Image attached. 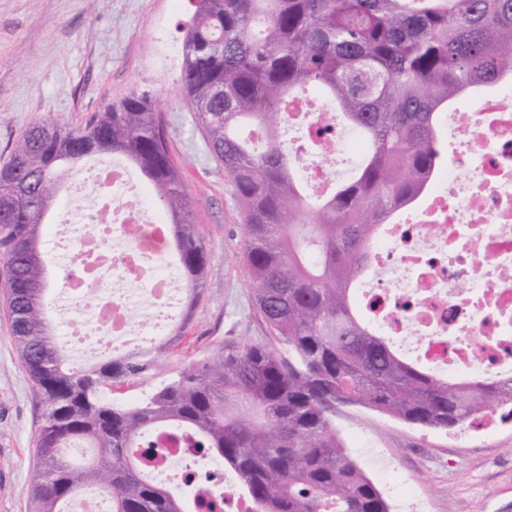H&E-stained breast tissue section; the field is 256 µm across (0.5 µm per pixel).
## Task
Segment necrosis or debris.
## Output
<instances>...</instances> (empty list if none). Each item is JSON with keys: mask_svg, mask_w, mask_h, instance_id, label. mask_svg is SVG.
Returning <instances> with one entry per match:
<instances>
[{"mask_svg": "<svg viewBox=\"0 0 512 512\" xmlns=\"http://www.w3.org/2000/svg\"><path fill=\"white\" fill-rule=\"evenodd\" d=\"M449 120L460 150L447 154L407 219L376 234V277L361 295L375 327L430 371L458 383L495 381L512 376V81L474 94ZM288 121L305 123L296 150L316 192L328 193L336 154L356 144L355 132L337 127L334 113L307 97L291 102ZM84 182L97 195L95 216L76 224L65 207L56 229L60 247L76 240L96 252L63 283L62 311L79 303L89 315L60 344L72 350L83 334L102 349L147 347L178 319L183 303L180 282L165 272L163 220L120 163L91 171ZM114 188L127 193L118 208L111 205ZM118 280L127 290L114 289ZM144 464L152 481L216 491L224 512H252L236 477L200 449L161 443L148 449Z\"/></svg>", "mask_w": 512, "mask_h": 512, "instance_id": "obj_1", "label": "necrosis or debris"}]
</instances>
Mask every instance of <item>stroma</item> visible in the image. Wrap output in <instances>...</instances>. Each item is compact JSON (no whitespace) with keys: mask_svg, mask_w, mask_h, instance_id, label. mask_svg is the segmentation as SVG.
Here are the masks:
<instances>
[{"mask_svg":"<svg viewBox=\"0 0 512 512\" xmlns=\"http://www.w3.org/2000/svg\"><path fill=\"white\" fill-rule=\"evenodd\" d=\"M193 0H0V165L34 125L85 124L130 93L149 95L168 126L171 153L203 237L207 272L182 335L151 354V371L117 389L114 403L145 398L224 348L265 337L251 310L243 226L233 185L197 128L181 86L184 28ZM0 285V512H30L43 407L22 366ZM348 456L371 473L383 448L426 498L429 512H512V426L458 444L354 406L338 408Z\"/></svg>","mask_w":512,"mask_h":512,"instance_id":"obj_1","label":"stroma"}]
</instances>
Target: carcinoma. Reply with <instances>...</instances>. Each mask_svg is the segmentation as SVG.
Returning a JSON list of instances; mask_svg holds the SVG:
<instances>
[{
	"label": "carcinoma",
	"mask_w": 512,
	"mask_h": 512,
	"mask_svg": "<svg viewBox=\"0 0 512 512\" xmlns=\"http://www.w3.org/2000/svg\"><path fill=\"white\" fill-rule=\"evenodd\" d=\"M182 90L234 186L253 312L266 340L227 348L133 405L105 390L139 379L150 352L67 365L47 313L45 202L62 173L118 154L145 179L188 291L206 249L170 158L161 113L133 94L83 126L29 129L0 167V262L13 340L44 405L31 512H66L100 489L112 512H188L141 473L138 449L191 434L238 477L254 512H389L344 452L334 416L356 405L453 430L512 407V378L461 384L403 357L353 306L382 224L438 169L440 116L512 77V0H199L183 38ZM311 89L362 144L356 175L305 196L288 102ZM92 449L73 461L62 449Z\"/></svg>",
	"instance_id": "1"
}]
</instances>
